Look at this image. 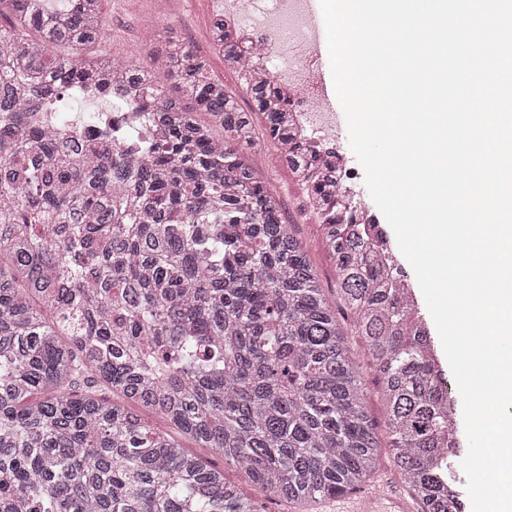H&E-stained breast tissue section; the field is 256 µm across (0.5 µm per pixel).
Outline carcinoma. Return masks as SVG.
I'll use <instances>...</instances> for the list:
<instances>
[{
	"label": "carcinoma",
	"instance_id": "1",
	"mask_svg": "<svg viewBox=\"0 0 512 512\" xmlns=\"http://www.w3.org/2000/svg\"><path fill=\"white\" fill-rule=\"evenodd\" d=\"M63 2L0 0V512H257L133 406L298 512L369 482L379 447L364 377L246 155L256 112L293 140L278 89L250 77L246 111L171 41L185 107L153 68L83 55L103 36L101 0ZM213 40L224 61L247 62L224 21ZM73 96L112 100L97 139L48 128ZM143 113L159 139L134 134ZM333 155L298 145L288 165L315 171L309 192L325 199ZM319 218L378 372L394 467L419 512H464L448 480L456 403L385 236Z\"/></svg>",
	"mask_w": 512,
	"mask_h": 512
}]
</instances>
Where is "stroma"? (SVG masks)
<instances>
[{
    "label": "stroma",
    "instance_id": "obj_1",
    "mask_svg": "<svg viewBox=\"0 0 512 512\" xmlns=\"http://www.w3.org/2000/svg\"><path fill=\"white\" fill-rule=\"evenodd\" d=\"M101 17L105 36L97 48L104 54L161 70L165 67L167 38L178 39L195 55L207 60L209 76L234 93L242 108L250 107L251 100L240 86L236 73L227 68L223 56L213 49L212 29L216 15L211 0H184L180 14L174 16L164 11L161 0H102ZM254 123L259 140L266 145L257 170L270 189L279 195L286 223L294 225L298 238L309 245L311 262L328 297H335V261L321 244V226L318 217L306 205L307 191L294 178L287 162L269 148L270 137L263 116H255ZM184 446L190 453L222 469L226 479L238 484L245 497L257 502L259 512H296L292 505L278 497H267L255 491L223 456L197 447L189 440Z\"/></svg>",
    "mask_w": 512,
    "mask_h": 512
}]
</instances>
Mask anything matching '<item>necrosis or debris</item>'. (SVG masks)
<instances>
[{
	"instance_id": "1",
	"label": "necrosis or debris",
	"mask_w": 512,
	"mask_h": 512,
	"mask_svg": "<svg viewBox=\"0 0 512 512\" xmlns=\"http://www.w3.org/2000/svg\"><path fill=\"white\" fill-rule=\"evenodd\" d=\"M213 0L249 51L252 71L272 81L293 106L298 132L322 146L336 140L340 122L322 86L318 60L328 53L314 35L304 0Z\"/></svg>"
}]
</instances>
